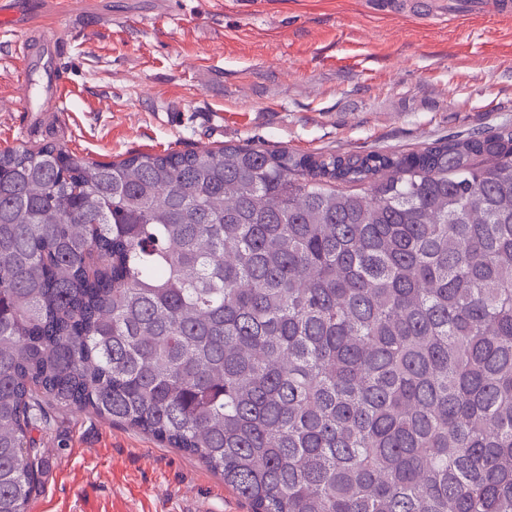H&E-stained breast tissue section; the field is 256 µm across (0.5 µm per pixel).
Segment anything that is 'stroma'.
Masks as SVG:
<instances>
[{
    "label": "stroma",
    "mask_w": 512,
    "mask_h": 512,
    "mask_svg": "<svg viewBox=\"0 0 512 512\" xmlns=\"http://www.w3.org/2000/svg\"><path fill=\"white\" fill-rule=\"evenodd\" d=\"M92 0L68 36L53 117L35 50L22 86L0 28V149L45 143L96 161L263 144L298 155L408 152L512 125V18L468 0ZM28 512H250L202 461L89 409L56 408Z\"/></svg>",
    "instance_id": "1"
}]
</instances>
